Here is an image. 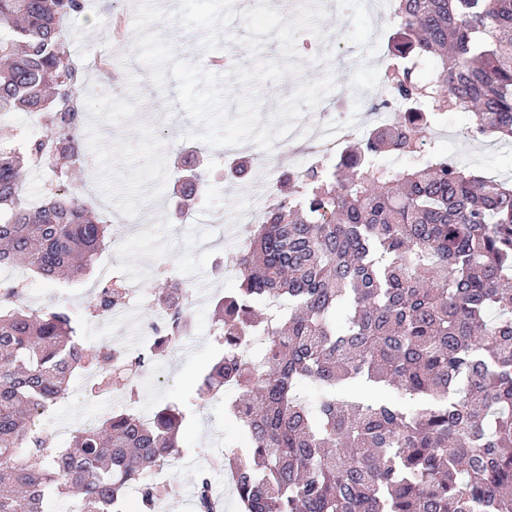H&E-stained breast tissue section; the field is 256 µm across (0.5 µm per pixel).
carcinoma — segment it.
Returning a JSON list of instances; mask_svg holds the SVG:
<instances>
[{"label": "carcinoma", "mask_w": 512, "mask_h": 512, "mask_svg": "<svg viewBox=\"0 0 512 512\" xmlns=\"http://www.w3.org/2000/svg\"><path fill=\"white\" fill-rule=\"evenodd\" d=\"M83 0H0V114L37 113L49 135L0 141V269L47 280L90 271L108 225L62 180L37 205L22 166L80 160L65 22ZM384 73L398 118L345 140L336 157L278 182V201L238 256V288L216 300V355L198 389L230 384L229 414L252 435L224 452L241 512H512V182L430 153L403 171L382 153L421 155L433 121L464 110L473 140L512 142V0H396ZM435 60L428 73L419 61ZM174 180L187 217L207 180L197 156ZM178 282L159 294L168 347L185 314ZM0 297V512H122L143 473L173 458L187 414L116 412L57 448L35 427L70 378L112 355L79 342L66 306ZM105 290L89 310L108 313ZM266 340L259 360L239 350ZM314 382L318 402L300 386ZM363 385L372 395L354 400ZM394 388L407 408L385 396ZM195 512H222L208 474Z\"/></svg>", "instance_id": "carcinoma-1"}]
</instances>
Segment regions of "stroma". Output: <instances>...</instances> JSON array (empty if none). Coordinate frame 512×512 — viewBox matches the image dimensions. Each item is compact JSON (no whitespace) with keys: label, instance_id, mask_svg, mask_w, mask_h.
<instances>
[{"label":"stroma","instance_id":"1","mask_svg":"<svg viewBox=\"0 0 512 512\" xmlns=\"http://www.w3.org/2000/svg\"><path fill=\"white\" fill-rule=\"evenodd\" d=\"M85 8L67 22L72 54L86 63L87 82L79 95L87 102V112L79 135L93 166L77 162L69 172V182L88 205L99 208L112 226L113 240L123 242L121 250L105 245L100 249L105 263H94L91 272L78 281H47L27 276L32 292L30 308L46 309L58 304L75 314L78 332L96 341L107 337L135 346L140 324L158 316L156 304L139 307L131 321H105L91 317L88 304L95 288L103 283L105 270L118 276H135L142 288L159 293L165 279L150 273L149 267L163 261L179 279L189 281L199 293L191 308L193 330L179 343L175 353L156 360L158 382L144 383L122 398L102 401L89 395L67 394L59 400L54 419L59 425L78 429L82 420H103L113 412L131 410L144 416L168 403L181 404L189 421L179 437L184 453L175 462L161 512H194L195 478L202 469V457L212 448H232L237 444L236 427L224 410L223 398L198 399L195 390L211 364L213 343L212 312L217 296L231 293L238 283L233 275L218 272L216 265L224 250L247 236L251 214L260 207L269 185L283 173L301 168L305 155L295 144H283L269 170L259 165L266 151L251 142L237 146L252 169L243 179L230 173V159L223 149L195 137L200 126L176 101V82L167 80L157 87L148 68L136 57L134 39L123 44L112 41L109 26L102 22L101 0H84ZM171 17L153 29L176 47V57L188 64H207L215 55H224L227 67L250 66L248 51L238 39L245 33L240 18H232L221 30L219 44L205 48V34L185 28L174 14L180 0H155ZM321 21L320 34L301 33L299 42L309 50L299 52L302 69L298 77L259 85L261 116L270 118L279 102L288 97L298 82L312 81L325 71L316 56L332 50V71L336 86L315 109L301 119L307 135H314L319 114L328 118L348 115L362 128L377 125L376 115L367 105L381 94L379 75L385 69L387 44L393 32L388 13L370 14L363 0H332ZM470 116L455 112L439 119L429 137L440 152L448 154L460 167L504 179L512 175V145L487 137L470 139ZM200 151L212 178L205 189L206 201L192 211L190 227L178 226L167 199L170 174L181 166L185 152Z\"/></svg>","mask_w":512,"mask_h":512}]
</instances>
